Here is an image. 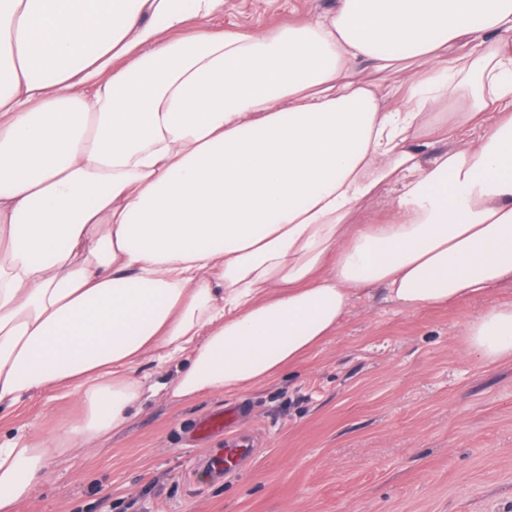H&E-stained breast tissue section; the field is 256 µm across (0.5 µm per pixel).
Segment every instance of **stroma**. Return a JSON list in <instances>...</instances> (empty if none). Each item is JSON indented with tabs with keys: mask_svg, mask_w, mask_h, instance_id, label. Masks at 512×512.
Listing matches in <instances>:
<instances>
[{
	"mask_svg": "<svg viewBox=\"0 0 512 512\" xmlns=\"http://www.w3.org/2000/svg\"><path fill=\"white\" fill-rule=\"evenodd\" d=\"M336 0H225L214 29H272ZM512 284L416 312L382 287L357 296L334 336L273 381L177 406L150 399L126 429L61 459L19 512H512V359L463 351L462 328ZM236 411L227 431L202 422ZM75 398L0 412V434L47 435ZM258 431L236 474L207 470L228 434Z\"/></svg>",
	"mask_w": 512,
	"mask_h": 512,
	"instance_id": "35a3bbf8",
	"label": "stroma"
}]
</instances>
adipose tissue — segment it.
<instances>
[{"label":"adipose tissue","mask_w":512,"mask_h":512,"mask_svg":"<svg viewBox=\"0 0 512 512\" xmlns=\"http://www.w3.org/2000/svg\"><path fill=\"white\" fill-rule=\"evenodd\" d=\"M224 2L0 0V409L82 406L0 440V512L147 398L274 379L360 291L416 311L512 282V0L212 30ZM408 60L406 83L369 78ZM384 188V217L352 227ZM463 337L512 357V305Z\"/></svg>","instance_id":"1"}]
</instances>
